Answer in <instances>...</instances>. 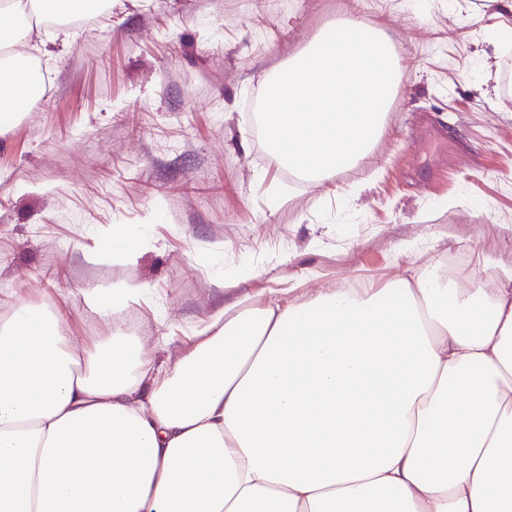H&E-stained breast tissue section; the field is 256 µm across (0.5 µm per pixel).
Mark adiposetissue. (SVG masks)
Masks as SVG:
<instances>
[{
  "mask_svg": "<svg viewBox=\"0 0 512 512\" xmlns=\"http://www.w3.org/2000/svg\"><path fill=\"white\" fill-rule=\"evenodd\" d=\"M86 3L0 0V127ZM146 294L83 289L91 346L51 302L0 315V512H512V269L244 298L163 368L122 319Z\"/></svg>",
  "mask_w": 512,
  "mask_h": 512,
  "instance_id": "1",
  "label": "adipose tissue"
}]
</instances>
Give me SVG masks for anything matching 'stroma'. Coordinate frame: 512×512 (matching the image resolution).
<instances>
[{"instance_id":"stroma-1","label":"stroma","mask_w":512,"mask_h":512,"mask_svg":"<svg viewBox=\"0 0 512 512\" xmlns=\"http://www.w3.org/2000/svg\"><path fill=\"white\" fill-rule=\"evenodd\" d=\"M345 17L390 36L396 94L353 167L300 179L250 115ZM27 50L45 91L0 135V312L52 301L92 342L111 326L80 290L134 281L148 297L130 316L160 363L245 297L383 288L454 256L461 283L512 268V93L480 71L512 57L493 0H112ZM116 230L149 239L135 263L107 257ZM243 260L256 277L225 286L217 269Z\"/></svg>"}]
</instances>
